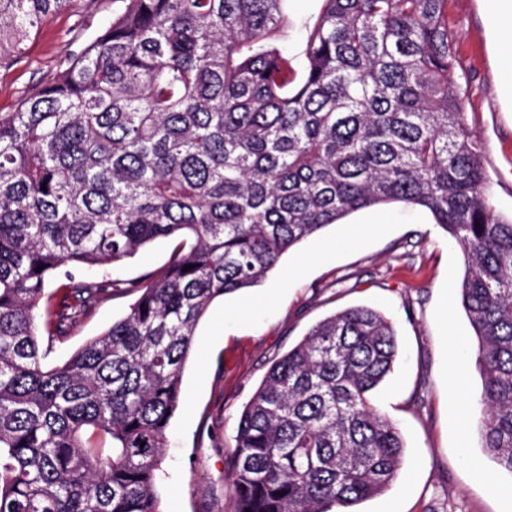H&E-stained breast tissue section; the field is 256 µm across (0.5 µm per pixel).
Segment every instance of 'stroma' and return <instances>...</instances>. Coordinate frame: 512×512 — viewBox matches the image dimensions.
I'll list each match as a JSON object with an SVG mask.
<instances>
[{"label":"stroma","mask_w":512,"mask_h":512,"mask_svg":"<svg viewBox=\"0 0 512 512\" xmlns=\"http://www.w3.org/2000/svg\"><path fill=\"white\" fill-rule=\"evenodd\" d=\"M114 0H71L49 15L26 50L0 70V112L50 81L59 61L93 40L111 21ZM467 122L484 147L492 203L512 215V112L500 101L498 75L476 0H448ZM392 221L349 239L331 225L290 251L260 286L217 300L200 323L186 365L184 405L166 433L157 480L162 512H235L227 478L243 404L272 363L321 319L365 305L395 325L399 345L392 374L374 391V406L399 428L401 468L388 491L358 512H512V475L481 448V375L459 285L461 247L424 214L395 207ZM175 247L159 240L111 269L137 280L162 268ZM132 295H106L65 335L49 358L66 359L122 317Z\"/></svg>","instance_id":"stroma-1"}]
</instances>
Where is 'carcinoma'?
<instances>
[{"instance_id":"obj_1","label":"carcinoma","mask_w":512,"mask_h":512,"mask_svg":"<svg viewBox=\"0 0 512 512\" xmlns=\"http://www.w3.org/2000/svg\"><path fill=\"white\" fill-rule=\"evenodd\" d=\"M70 2L0 0V70ZM121 2L0 112V512H161L166 431L212 303L396 202L462 248L483 448L512 474V218L466 124L448 0H316L295 19L288 0ZM161 238L177 250L150 281L82 278ZM54 281L50 337L111 290L138 297L47 368L34 310ZM397 350L392 321L356 306L272 364L238 421L236 512H335L388 490L404 444L370 395Z\"/></svg>"}]
</instances>
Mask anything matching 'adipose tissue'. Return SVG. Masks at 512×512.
Returning <instances> with one entry per match:
<instances>
[{
	"instance_id": "adipose-tissue-1",
	"label": "adipose tissue",
	"mask_w": 512,
	"mask_h": 512,
	"mask_svg": "<svg viewBox=\"0 0 512 512\" xmlns=\"http://www.w3.org/2000/svg\"><path fill=\"white\" fill-rule=\"evenodd\" d=\"M477 4L485 20L490 58L512 112V0H477Z\"/></svg>"
}]
</instances>
